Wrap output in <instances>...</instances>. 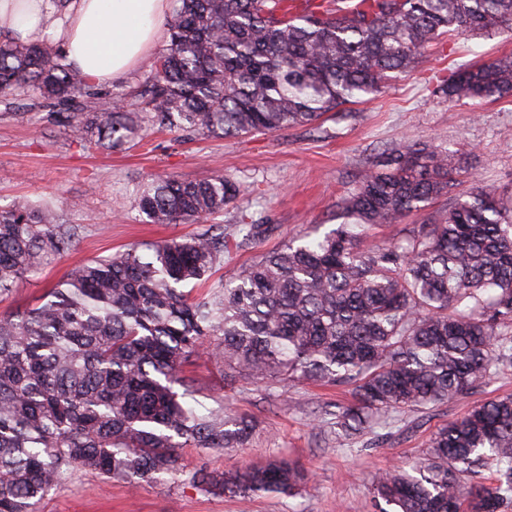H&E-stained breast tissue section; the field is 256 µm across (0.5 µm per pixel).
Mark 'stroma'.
I'll return each instance as SVG.
<instances>
[{
	"instance_id": "obj_1",
	"label": "stroma",
	"mask_w": 512,
	"mask_h": 512,
	"mask_svg": "<svg viewBox=\"0 0 512 512\" xmlns=\"http://www.w3.org/2000/svg\"><path fill=\"white\" fill-rule=\"evenodd\" d=\"M512 54V34L491 39L444 37L430 45L420 63L394 78L380 96L345 105L318 121L275 133L236 137L182 136L152 132L140 143L105 149L74 139L67 125L45 113L0 102V208L18 198L48 203L77 231L74 246L36 276L0 296V315L25 310L84 261L109 257L133 246L183 239L220 225L233 245L205 294L235 277L262 254L290 237L320 235L343 223L338 203L364 168L381 152L405 141L431 142L453 151L464 168L457 193L471 180L512 197V96L449 103L435 92L449 69ZM184 181L221 176L244 192L212 222L150 224L137 205L140 186L157 176ZM257 223L246 239L237 226ZM187 405L205 412L226 409L251 420L243 448L186 447L189 469H233L286 457L309 473L294 496L260 494L225 497L163 478L137 485L93 470L64 473L36 512H378L370 479L381 469L419 457L433 433L460 420L486 400L512 396V364L465 398L380 420L345 439L331 425L337 404L349 402L347 387L257 383L238 378L225 385L224 365L190 356L182 365Z\"/></svg>"
}]
</instances>
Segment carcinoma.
Here are the masks:
<instances>
[{
    "label": "carcinoma",
    "instance_id": "cac0c4a2",
    "mask_svg": "<svg viewBox=\"0 0 512 512\" xmlns=\"http://www.w3.org/2000/svg\"><path fill=\"white\" fill-rule=\"evenodd\" d=\"M169 43L128 104L102 97L64 56L0 36V98L25 97L73 136L117 148L145 128L189 135L274 133L382 93L447 35L512 31V0H368L291 12V0H177ZM448 101L512 94V57L462 65ZM453 154L403 143L341 200L350 219L293 237L224 286L190 298L229 244L209 231L86 261L39 305L0 316V512H33L59 475L82 467L135 485L181 477L228 497L293 496L304 470L285 459L185 471L180 449L238 448L251 421L180 400L184 360L209 348L224 381L335 384L354 401L336 429L464 397L512 362V205L475 181L466 198L396 242L360 248L456 186ZM242 192L224 177L155 178L138 208L151 224L224 213ZM58 210L0 209V293L67 254ZM492 485L472 480L486 459ZM379 512H501L512 498V398L486 401L440 428L408 468L374 476Z\"/></svg>",
    "mask_w": 512,
    "mask_h": 512
}]
</instances>
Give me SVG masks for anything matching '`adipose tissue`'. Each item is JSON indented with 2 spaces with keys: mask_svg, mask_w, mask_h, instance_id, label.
Wrapping results in <instances>:
<instances>
[{
  "mask_svg": "<svg viewBox=\"0 0 512 512\" xmlns=\"http://www.w3.org/2000/svg\"><path fill=\"white\" fill-rule=\"evenodd\" d=\"M168 0H0V30L23 43L59 42L89 80L125 76L163 35Z\"/></svg>",
  "mask_w": 512,
  "mask_h": 512,
  "instance_id": "ef3b65f1",
  "label": "adipose tissue"
}]
</instances>
